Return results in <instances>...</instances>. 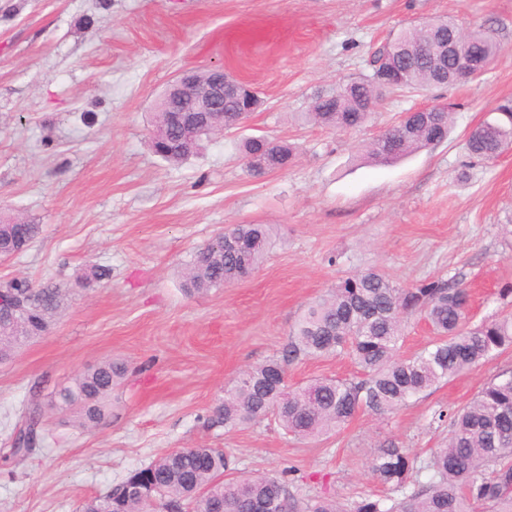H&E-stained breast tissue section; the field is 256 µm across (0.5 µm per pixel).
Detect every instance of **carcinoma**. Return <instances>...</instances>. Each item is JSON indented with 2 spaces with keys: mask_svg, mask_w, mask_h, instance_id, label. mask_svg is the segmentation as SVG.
<instances>
[{
  "mask_svg": "<svg viewBox=\"0 0 512 512\" xmlns=\"http://www.w3.org/2000/svg\"><path fill=\"white\" fill-rule=\"evenodd\" d=\"M460 31L451 19L433 20L432 27L409 28L388 43L390 61L407 69L404 82L383 86L376 73L318 94L306 117L337 130L364 126L383 97L403 88L429 89L456 80L439 75L430 64L443 50L445 30ZM468 53L475 61H493L502 52L500 43L478 28L466 34ZM490 125L480 124L466 141L470 154L486 160L498 157L512 145V107L497 108ZM451 116L441 105L436 112H408L406 117L365 146L366 158L391 164L448 136ZM220 133L206 127L181 149L166 151L162 140L172 142L182 133L165 124L164 115L153 113L151 145L172 164L194 155L201 142ZM41 225L18 222L0 214V246L22 233L34 240ZM231 232L244 235L248 254L224 251V233L198 248L183 270V288L190 294H206L224 283L249 277L265 261L272 243L268 224H235ZM28 312L50 326L63 309L66 292L52 285L36 288L26 279L5 284ZM469 292L459 283L423 281L410 288L388 274L367 270L341 278L327 294L303 312L280 356L248 370L236 380L224 399L211 408L212 426L235 429L265 419L277 422L285 434L297 440H314L346 424L359 411L395 414L411 399L448 381L481 361L512 348V313L478 326L468 317ZM422 316L432 327L434 339L409 357L399 354L405 317ZM350 357L361 376L337 380L317 379L305 386H288V362L299 357ZM126 371L122 362L105 360L78 374L58 393L57 406L73 410L83 426H97L107 417L106 400ZM41 436V412L36 406L22 410L10 455L32 451L31 440ZM233 461L222 448H180L135 469L117 486L86 500L80 512H147L149 507L126 497L127 487L144 484L154 490L159 508L176 512H343L334 499L299 501L290 492L289 472L253 479L231 477ZM370 472L396 496L359 502L353 512H475L488 504L492 512H512V370L503 371L485 385L473 401L450 413L448 442L433 451L422 465L408 449L389 442L373 455ZM428 480H421L422 474Z\"/></svg>",
  "mask_w": 512,
  "mask_h": 512,
  "instance_id": "1",
  "label": "carcinoma"
}]
</instances>
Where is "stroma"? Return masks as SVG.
Wrapping results in <instances>:
<instances>
[{
	"instance_id": "stroma-1",
	"label": "stroma",
	"mask_w": 512,
	"mask_h": 512,
	"mask_svg": "<svg viewBox=\"0 0 512 512\" xmlns=\"http://www.w3.org/2000/svg\"><path fill=\"white\" fill-rule=\"evenodd\" d=\"M492 30L503 51L479 80L406 90L357 131L308 122L312 98L371 74L401 29L433 17ZM224 69L258 92L246 126L173 165L150 147L154 103L185 70ZM453 104L444 142L387 165L359 146L404 113ZM512 104V0H0V211L41 224L0 284L67 289L49 332L0 364V512H79L87 499L177 448L230 452L238 479L290 471L300 499L353 508L382 498L370 462L393 440L419 460L448 437L434 415L469 404L512 368V350L396 414L359 412L316 440L266 420L232 431L206 416L246 369L281 354L303 310L341 277L375 268L401 286L457 280L472 323L512 312V148L471 157L468 133ZM293 147L287 168L250 173V136ZM231 224H269L253 275L204 295L181 288L191 253ZM93 265L109 279L84 283ZM128 373L99 426L53 409L58 392L107 359ZM343 356L288 366L296 386L345 379ZM36 405L45 439L9 453Z\"/></svg>"
}]
</instances>
